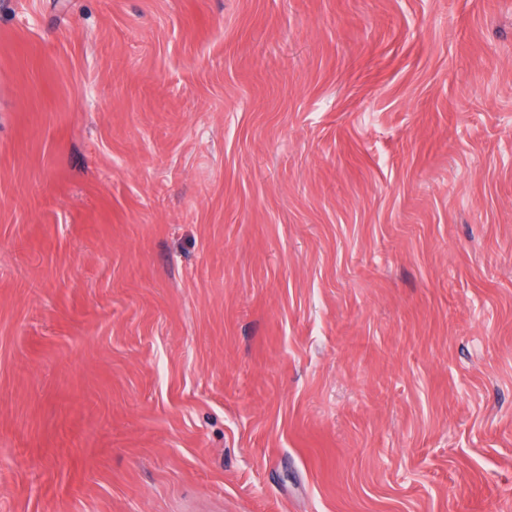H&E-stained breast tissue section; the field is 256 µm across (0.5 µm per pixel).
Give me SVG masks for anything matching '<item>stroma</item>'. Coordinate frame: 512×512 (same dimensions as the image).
Returning <instances> with one entry per match:
<instances>
[{"mask_svg": "<svg viewBox=\"0 0 512 512\" xmlns=\"http://www.w3.org/2000/svg\"><path fill=\"white\" fill-rule=\"evenodd\" d=\"M0 512H512V0H0Z\"/></svg>", "mask_w": 512, "mask_h": 512, "instance_id": "1", "label": "stroma"}]
</instances>
